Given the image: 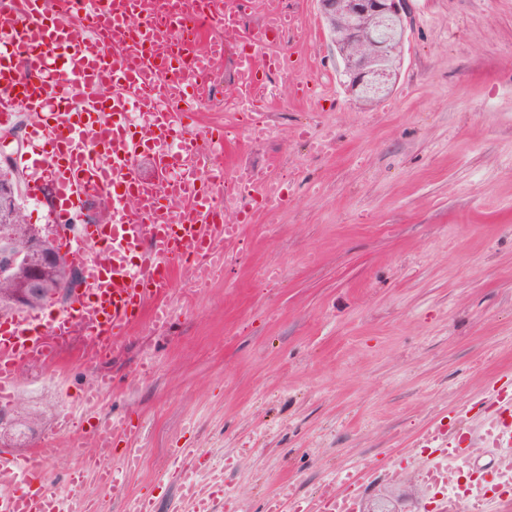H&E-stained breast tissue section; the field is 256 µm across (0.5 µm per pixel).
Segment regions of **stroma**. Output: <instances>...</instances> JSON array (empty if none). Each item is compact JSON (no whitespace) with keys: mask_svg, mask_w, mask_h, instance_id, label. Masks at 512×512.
I'll list each match as a JSON object with an SVG mask.
<instances>
[{"mask_svg":"<svg viewBox=\"0 0 512 512\" xmlns=\"http://www.w3.org/2000/svg\"><path fill=\"white\" fill-rule=\"evenodd\" d=\"M280 5L292 22L263 49L287 60L265 82L273 133L234 156L248 219L223 276L180 279L171 324L142 321L98 361L77 340L18 371L11 402L44 418L13 450L56 444L54 487L82 467L97 420L124 422L111 459L124 486L87 471L74 497L89 512L137 497L191 512L170 476L182 448L201 486L221 470L224 512L273 499L294 512L344 477L366 503L429 512L415 461L434 425L464 437V476L499 465L482 433L489 391L512 394V0H410L400 77L371 105L341 85L317 0ZM231 55L199 117L233 140L247 116L220 105L236 93ZM269 180L274 210L259 195ZM71 411L80 425L58 433Z\"/></svg>","mask_w":512,"mask_h":512,"instance_id":"stroma-1","label":"stroma"}]
</instances>
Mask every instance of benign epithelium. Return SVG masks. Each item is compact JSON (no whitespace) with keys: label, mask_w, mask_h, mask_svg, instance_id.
Wrapping results in <instances>:
<instances>
[{"label":"benign epithelium","mask_w":512,"mask_h":512,"mask_svg":"<svg viewBox=\"0 0 512 512\" xmlns=\"http://www.w3.org/2000/svg\"><path fill=\"white\" fill-rule=\"evenodd\" d=\"M408 0H318L319 11L329 31H336V22H346L347 40L356 42L366 37L371 52L352 55L345 71L347 87L361 101L377 102L389 95L399 76L390 64L393 42L398 25H406ZM14 186L0 183V212L10 215L20 212L14 201ZM9 219L0 221V267L26 270L22 287L15 290L11 300L23 307L44 292V274L60 262L59 256L46 251L45 241L51 239L41 228L29 225V242L19 251L13 243Z\"/></svg>","instance_id":"7a95c632"}]
</instances>
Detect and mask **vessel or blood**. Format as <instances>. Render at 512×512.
<instances>
[{
    "mask_svg": "<svg viewBox=\"0 0 512 512\" xmlns=\"http://www.w3.org/2000/svg\"><path fill=\"white\" fill-rule=\"evenodd\" d=\"M208 0H68L61 17L55 0H0V124L17 109L33 114L23 167L30 192L50 184L54 221L72 228L66 241L83 269L75 304L52 314H20L0 324V395L27 363L55 362L74 334L85 338L83 357L94 361L132 335L142 320L161 325L172 316L167 293L191 261L209 273L224 272V246L238 225L224 221L217 188L237 167L199 164L205 144L228 147L220 134L200 137V73L226 50L208 25L178 31L188 13H208ZM289 18L268 0L264 34L278 35ZM262 40L242 47L236 60L237 91L261 131L265 99L257 90L281 59H260ZM153 173L142 175L140 158ZM101 197L105 224L82 219L86 198ZM495 450L512 485V400H497ZM118 424L98 422L95 453L66 483L95 470L100 482L120 490L122 479L102 468L112 454ZM58 450L48 443L19 456L0 450V512H68V494L51 487L48 463ZM466 462L464 448H436L422 463L426 476H445ZM193 512H215L223 487L199 491L189 467L177 472Z\"/></svg>",
    "mask_w": 512,
    "mask_h": 512,
    "instance_id": "1",
    "label": "vessel or blood"
}]
</instances>
